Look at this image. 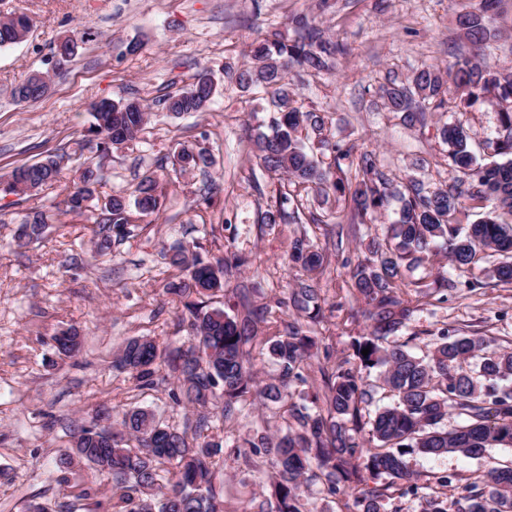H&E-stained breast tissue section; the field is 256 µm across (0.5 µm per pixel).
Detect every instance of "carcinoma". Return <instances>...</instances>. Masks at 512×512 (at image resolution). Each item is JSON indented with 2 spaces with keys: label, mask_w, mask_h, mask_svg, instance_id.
<instances>
[{
  "label": "carcinoma",
  "mask_w": 512,
  "mask_h": 512,
  "mask_svg": "<svg viewBox=\"0 0 512 512\" xmlns=\"http://www.w3.org/2000/svg\"><path fill=\"white\" fill-rule=\"evenodd\" d=\"M461 29L472 45V56L457 59L446 70L424 66L405 82L390 80L381 86V97L389 111L402 112L409 121L421 120L429 109L448 105L455 92L466 107L492 93L507 107L500 111L501 136L497 152L501 162L481 164L470 149L471 137L460 122L446 123L440 135L451 147L454 164L466 176L468 188L427 190L423 183L410 180L405 190H394L376 170L373 156L361 154L356 175H340L328 181L307 149L303 130L322 129L324 117L302 112L291 106L294 90L288 71L301 67L307 71L330 69L343 46L324 37L323 31L304 17L294 19L298 37L265 38L251 44L250 63L237 74L243 88L262 87L277 103V117L271 133H260L254 149L264 167L286 175L298 185L317 187L331 183L345 192L353 182V210L361 216L398 199V217L389 225L384 243H374L370 257L350 270L358 295L367 306L371 331L354 344L356 363L340 368L325 378L324 397L290 391L294 382L303 383V361L310 339L299 322L286 325L282 335L269 345V354L279 369L278 378L264 384L256 382L247 366L245 345L253 336V321L240 318L222 308L208 306L204 297L224 290V274L245 263L232 253L204 262L189 257L180 246L169 257V265L179 274L166 284V293L186 299L184 309L192 331V343L167 360L170 372L177 375L179 391L174 402L184 406H203L220 385L224 392L222 415L233 414L235 404L250 395L266 405L286 404L291 423L288 432L274 442L250 443L253 450L264 448L273 455L276 480L269 497L258 505V512H305L304 486L315 478L325 480L336 492V480L360 486L355 496L357 512H386L385 488L367 486V479H389V484L405 482L418 490L420 476L411 469L408 455L460 454L478 459L496 445L512 446V351L491 345L483 336L444 335L433 352L419 356L402 345L391 344L390 335L405 327L412 315L408 303L395 291L400 267L433 265L437 250L461 271L476 262L480 254L500 255L503 260L490 268L491 276L512 282V221L499 220L497 212L512 216V65L485 71L477 63L484 51L486 27L482 12L458 16ZM30 29L27 18H0V48L20 43L19 36ZM216 84L210 73L197 72L186 87L165 95L163 108L173 114L200 112L212 100ZM93 121L86 130L95 143L98 156L133 139L147 123L149 113L137 99L125 102L102 100L92 106ZM195 148L181 146L172 166L180 173L206 171L213 161L201 157V164L186 167L182 160ZM62 156L48 155L43 160L13 167L7 175L12 193L20 196L38 192L56 183ZM100 165L88 164L81 171V186L70 196L71 209L94 197ZM473 201H491L496 215H487L473 224L456 223L463 194ZM162 186L150 173L142 176L131 190H119L102 206L97 232V252H111L112 241L128 234L126 215L158 211ZM47 228L46 217L37 212L27 217L17 230L20 240H38ZM290 260L312 271L321 263L305 239L292 242ZM317 289L300 282L291 291L289 303L298 312H308L316 304ZM60 352L78 350L75 330L57 339ZM368 348V355L362 349ZM119 366L136 374L142 386L154 384L162 366L159 345L152 339L128 340L118 357ZM378 369L381 387L388 390L393 404L378 410L370 419L368 436L360 435V405L372 398V386L363 372ZM464 417L452 430L442 426L449 412ZM122 429L106 436L94 428H83L76 436L72 456L95 471L112 476V512H224L214 479L213 457L221 445L188 437L187 433L162 424L153 413L135 409L125 414ZM137 445L128 444L126 436ZM436 483L457 491L448 498L445 492L432 491L422 496L421 512H512V465L494 469L485 476L462 481L456 474L442 475Z\"/></svg>",
  "instance_id": "1"
}]
</instances>
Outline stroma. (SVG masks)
<instances>
[{
    "mask_svg": "<svg viewBox=\"0 0 512 512\" xmlns=\"http://www.w3.org/2000/svg\"><path fill=\"white\" fill-rule=\"evenodd\" d=\"M480 0H0V15L24 14L28 38L0 49V175L12 167L63 155L60 182L38 194L0 193V512H25L29 502L49 512H104L112 481L79 461H67L81 429L119 426L134 408L151 410L163 424L194 432L197 409L176 406V379L161 367L153 388L141 387L117 357L131 338H154L163 356L188 345L182 303L165 292L172 272L164 254L180 245L209 259L238 253L246 266L230 272L214 307L247 305L257 316L248 367L262 379L277 374L268 345L288 320L277 306L303 275L290 265L294 238H305L323 256L316 277L318 319L302 318L316 345L305 362L301 389L323 391L324 374L353 356L352 343L370 322L352 289L351 264L383 241L394 220L386 210L360 217L344 202H324L316 188L292 197L275 224L263 223L274 208L282 178L268 174L253 141L267 131L277 109L263 89L243 90L233 74L247 64L256 38L293 35L292 19L307 17L345 51L330 71L294 68L288 81L294 104L321 113L323 131H308L306 143L327 172H335L337 145L371 152L377 169L400 188L409 180L428 189L460 183L463 175L440 136L443 123H462L474 151L496 158L501 106L488 97L457 112H430L424 122L388 111L379 88L406 80L424 64L445 67L470 55L471 44L457 23L460 12ZM487 42L482 68L512 64V0H495L485 15ZM77 38V53L56 65L60 38ZM208 70L218 92L205 111L175 116L159 100L184 87L190 75ZM49 74L47 93L34 103L17 102L11 91L30 73ZM137 98L149 104L148 123L135 140L98 158L85 139L92 106L109 99ZM206 148L214 159L208 173L175 175L172 154L179 145ZM101 161L94 207L70 211L68 198L82 168ZM151 173L163 183L158 213L141 217L110 254L95 253L92 231L98 205L113 190ZM43 211L49 227L36 241L17 239L29 214ZM493 258L462 273L445 256L434 265L448 278V299L426 285H406L416 311L391 340L417 354L433 350L443 329L485 336L512 348V283L488 274ZM77 329L79 351L65 356L55 347L61 331ZM206 434L218 441L216 491L224 512H253L274 476L270 458L250 444L288 429V415L276 405L246 400L232 419L207 406ZM409 462L423 482L449 473L472 478L512 465V447L497 446L482 458L413 454Z\"/></svg>",
    "mask_w": 512,
    "mask_h": 512,
    "instance_id": "stroma-1",
    "label": "stroma"
}]
</instances>
